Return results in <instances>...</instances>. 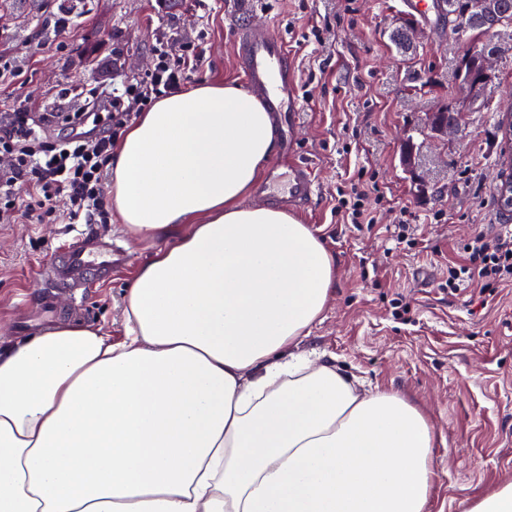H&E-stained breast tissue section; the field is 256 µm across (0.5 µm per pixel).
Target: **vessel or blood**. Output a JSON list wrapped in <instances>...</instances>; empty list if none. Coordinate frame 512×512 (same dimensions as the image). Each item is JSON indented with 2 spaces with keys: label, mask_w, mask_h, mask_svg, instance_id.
Returning <instances> with one entry per match:
<instances>
[{
  "label": "vessel or blood",
  "mask_w": 512,
  "mask_h": 512,
  "mask_svg": "<svg viewBox=\"0 0 512 512\" xmlns=\"http://www.w3.org/2000/svg\"><path fill=\"white\" fill-rule=\"evenodd\" d=\"M399 4L410 18L424 23L439 19V0H399ZM236 52L249 91L265 103L273 122L281 127L300 122V95L290 75L286 44L266 30L247 28L238 37ZM314 167V161L303 157L292 139H285L281 160L268 170L267 187L280 203L308 205L316 193ZM93 265L111 268V248L88 241L74 246L67 257L68 268L75 272Z\"/></svg>",
  "instance_id": "b4317fda"
}]
</instances>
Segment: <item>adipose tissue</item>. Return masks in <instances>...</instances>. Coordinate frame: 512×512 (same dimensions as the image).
I'll return each instance as SVG.
<instances>
[{
	"label": "adipose tissue",
	"mask_w": 512,
	"mask_h": 512,
	"mask_svg": "<svg viewBox=\"0 0 512 512\" xmlns=\"http://www.w3.org/2000/svg\"><path fill=\"white\" fill-rule=\"evenodd\" d=\"M277 132L238 84L157 100L111 196L157 242L126 333L0 346V512H426L434 428L404 395L299 353L336 285L309 225L246 205Z\"/></svg>",
	"instance_id": "ef3b65f1"
}]
</instances>
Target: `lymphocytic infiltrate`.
<instances>
[{"label": "lymphocytic infiltrate", "instance_id": "lymphocytic-infiltrate-1", "mask_svg": "<svg viewBox=\"0 0 512 512\" xmlns=\"http://www.w3.org/2000/svg\"><path fill=\"white\" fill-rule=\"evenodd\" d=\"M157 63L146 78L127 84L122 95L108 102L105 129L97 137L73 136L60 142L44 140L40 126L56 116L31 118L24 109L9 113L0 128V153L11 155L10 176H0V215L23 217L29 223L55 220L54 202L67 197L70 223L104 224L110 219L103 194V175L112 159V146L122 135L132 114L130 103L147 106L160 94L178 89L189 74L199 71L204 57L193 52L170 60L163 47H156ZM464 261L448 267L447 286L460 290L463 284L481 287L512 283V228L496 236L475 232L462 247Z\"/></svg>", "mask_w": 512, "mask_h": 512}]
</instances>
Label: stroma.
I'll return each mask as SVG.
<instances>
[{
    "label": "stroma",
    "mask_w": 512,
    "mask_h": 512,
    "mask_svg": "<svg viewBox=\"0 0 512 512\" xmlns=\"http://www.w3.org/2000/svg\"><path fill=\"white\" fill-rule=\"evenodd\" d=\"M71 34L57 40L58 18ZM410 25L407 50L392 40ZM245 27L269 29L288 46L303 117L301 153L318 164L317 193L301 222L336 259V286L323 319L301 351H326L367 385L406 395L436 433V480L429 512H465L480 495L512 480V284L450 293L449 263L478 230L512 225L496 189L499 123L512 111V36L479 95L467 98L458 73L471 47L456 33L410 23L397 0H0V63L13 74L0 85V115L68 112L97 103L154 67L156 41L172 56L199 51L202 82L242 83L235 40ZM461 107L447 137H431L434 112ZM413 147V166L404 161ZM384 194L376 224L358 228L336 213V189L353 181ZM410 206L415 245L398 242L396 211ZM58 198L53 224L0 222V344L67 320L125 334L123 296L157 249L135 241L118 220L66 223ZM108 242L119 256L110 271L60 276L67 251L83 235ZM409 313L396 314L397 302Z\"/></svg>",
    "instance_id": "obj_1"
}]
</instances>
